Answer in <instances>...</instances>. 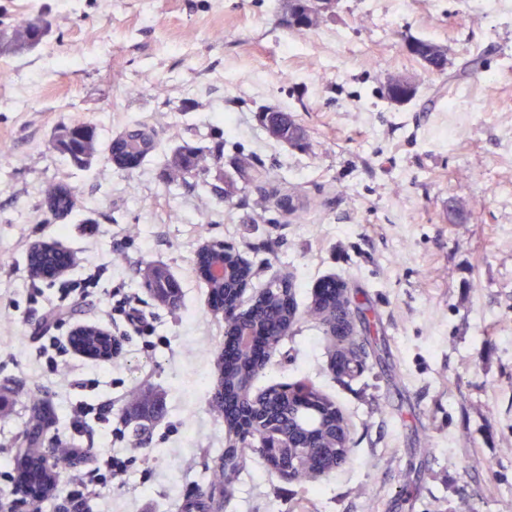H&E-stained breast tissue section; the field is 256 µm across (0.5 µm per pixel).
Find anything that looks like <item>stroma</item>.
I'll use <instances>...</instances> for the list:
<instances>
[{"mask_svg":"<svg viewBox=\"0 0 512 512\" xmlns=\"http://www.w3.org/2000/svg\"><path fill=\"white\" fill-rule=\"evenodd\" d=\"M0 0V21L41 16L50 32L0 52V492L15 473L28 399L46 397L51 435L100 448L124 472L91 512H177L228 445L210 409L224 320L208 307L196 263L207 240L262 264L254 285L292 274L299 306L324 279L368 306L365 372L337 380L321 325L299 319L254 391L308 380L343 411L348 464L299 484L253 456L223 512H502L512 498V0H339L304 34L282 21L284 0ZM448 50V70L479 73L451 87L404 47ZM415 76L397 106L389 74ZM287 110L306 137L271 138L263 110ZM96 124L108 141L133 123L153 129L154 155L131 171L106 154L80 167L52 145L55 129ZM191 144L214 150L204 183L168 165ZM271 172L244 190L237 154ZM74 188L80 207L50 219L43 191ZM317 197L295 217L278 198ZM37 242L73 258L54 279L31 275ZM125 261L114 265V254ZM182 285L171 310L142 288L147 263ZM95 281L88 297L74 281ZM110 328L121 350L108 368L75 355L49 372L39 350L78 326ZM150 387L163 413L150 434L122 432V408ZM79 402L106 406L80 430ZM413 481V496L402 495Z\"/></svg>","mask_w":512,"mask_h":512,"instance_id":"35a3bbf8","label":"stroma"}]
</instances>
